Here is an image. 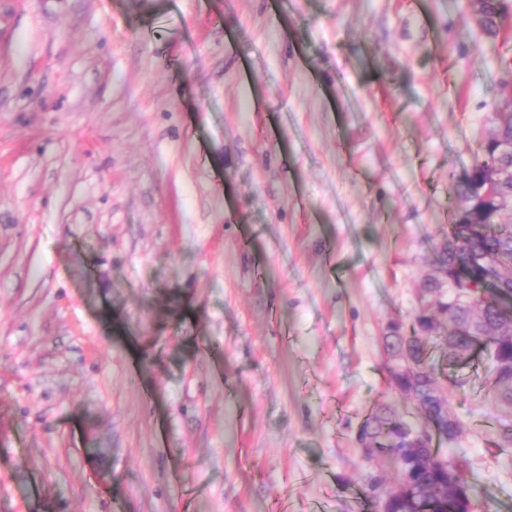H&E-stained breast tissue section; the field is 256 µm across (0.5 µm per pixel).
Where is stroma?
<instances>
[{
	"instance_id": "obj_1",
	"label": "stroma",
	"mask_w": 512,
	"mask_h": 512,
	"mask_svg": "<svg viewBox=\"0 0 512 512\" xmlns=\"http://www.w3.org/2000/svg\"><path fill=\"white\" fill-rule=\"evenodd\" d=\"M512 82L467 0H0V512H370L410 321ZM474 512H512L482 365Z\"/></svg>"
}]
</instances>
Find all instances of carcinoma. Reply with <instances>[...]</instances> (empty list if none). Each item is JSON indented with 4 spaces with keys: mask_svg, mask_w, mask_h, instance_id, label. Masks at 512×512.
<instances>
[{
    "mask_svg": "<svg viewBox=\"0 0 512 512\" xmlns=\"http://www.w3.org/2000/svg\"><path fill=\"white\" fill-rule=\"evenodd\" d=\"M511 13L512 0H485L487 34L498 36L501 20ZM495 120L471 173L455 189L460 210L436 250L435 275L423 284L437 296L443 323L436 324V314L426 308L414 314L409 327L397 323L383 336L386 358L403 353L411 364L410 373L391 375L390 382L402 393L414 382L412 399L424 418L418 427L393 407L378 405L358 430L359 442L370 444L368 457L389 460L412 481L409 491L387 502V512H472L477 485L468 462L432 451L462 433L459 420L441 416L447 387L430 345L443 326L448 365L463 369L479 360L486 366L503 412L495 444L512 452V222H504L512 206V106H499ZM459 268L471 269L473 276L442 288L441 279Z\"/></svg>",
    "mask_w": 512,
    "mask_h": 512,
    "instance_id": "cac0c4a2",
    "label": "carcinoma"
}]
</instances>
